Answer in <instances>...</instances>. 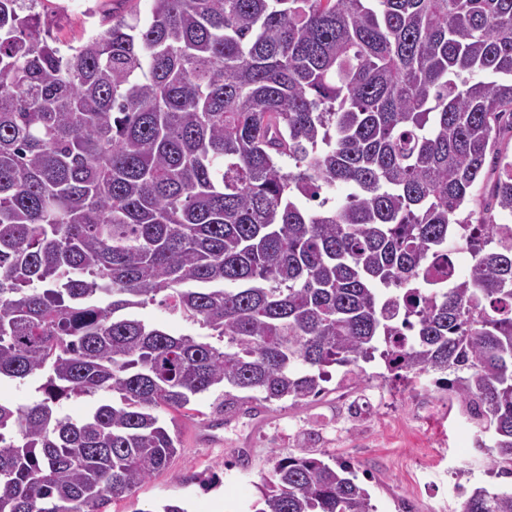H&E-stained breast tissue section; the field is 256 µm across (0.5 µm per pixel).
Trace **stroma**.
<instances>
[{"label": "stroma", "instance_id": "stroma-1", "mask_svg": "<svg viewBox=\"0 0 512 512\" xmlns=\"http://www.w3.org/2000/svg\"><path fill=\"white\" fill-rule=\"evenodd\" d=\"M54 0L47 22L61 39L103 30L105 14L151 13L152 0H89L87 11ZM323 396L305 405L253 401L251 411L217 414V388L197 396L193 415L160 411L181 445L169 466L111 512H157L168 501L188 512H256L257 485L275 458L304 452L325 462L347 460L376 512H456V484L512 490V479L489 469L491 452L473 447L474 423L432 376L413 386L381 375L370 363L360 383L338 389L341 368L331 367Z\"/></svg>", "mask_w": 512, "mask_h": 512}]
</instances>
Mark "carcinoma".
I'll use <instances>...</instances> for the list:
<instances>
[{
	"label": "carcinoma",
	"mask_w": 512,
	"mask_h": 512,
	"mask_svg": "<svg viewBox=\"0 0 512 512\" xmlns=\"http://www.w3.org/2000/svg\"><path fill=\"white\" fill-rule=\"evenodd\" d=\"M42 4L0 0V381L42 378L0 403V512H107L176 455L158 410L220 386L305 403L377 357L440 375L511 477L512 0H153L76 45ZM457 237L468 277L428 287ZM258 488L257 512H374L308 453ZM138 313L147 320L161 324L173 335L207 333L205 330L199 329L198 325L186 321L180 314L172 313L157 305L139 309ZM110 400H112V394L110 393H100L92 397H72L63 402L60 412L72 419H80L100 402Z\"/></svg>",
	"instance_id": "1"
}]
</instances>
